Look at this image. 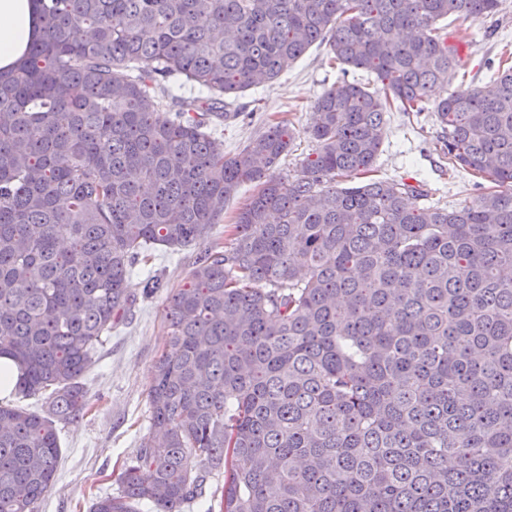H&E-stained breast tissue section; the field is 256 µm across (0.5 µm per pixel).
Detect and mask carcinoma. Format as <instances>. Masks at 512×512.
Segmentation results:
<instances>
[{
    "instance_id": "carcinoma-1",
    "label": "carcinoma",
    "mask_w": 512,
    "mask_h": 512,
    "mask_svg": "<svg viewBox=\"0 0 512 512\" xmlns=\"http://www.w3.org/2000/svg\"><path fill=\"white\" fill-rule=\"evenodd\" d=\"M41 2V40L0 71V356L46 410L0 402V512L51 489L141 257L190 245L150 432L93 512H183L216 476L221 512H512V66L429 98L460 62L439 22L500 0ZM316 43L371 83L316 99L297 173L283 121L224 153L235 102ZM394 105L434 113L497 189L448 209L402 178L340 186L372 172ZM256 191L257 187L252 183H246L241 186L238 194L224 208V221L215 231L213 240L223 243V245H228L230 241L228 232L224 233L225 225L233 222L238 210L249 202V199Z\"/></svg>"
}]
</instances>
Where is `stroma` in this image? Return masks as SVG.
Masks as SVG:
<instances>
[{"label": "stroma", "mask_w": 512, "mask_h": 512, "mask_svg": "<svg viewBox=\"0 0 512 512\" xmlns=\"http://www.w3.org/2000/svg\"><path fill=\"white\" fill-rule=\"evenodd\" d=\"M448 27L469 34L459 68L465 82L489 86L488 62L498 59L512 43V0H501L492 17L466 23L452 19ZM344 76L339 67L330 65L326 47L312 46L278 80L244 93L240 100L243 115L225 123L221 130L225 152H236L264 131L266 117H283L298 133L283 162L285 173L295 174L311 150L305 130L312 121L314 102ZM345 77L363 82L368 75L353 70ZM385 120L386 135L375 177L405 178L422 186L426 204L446 207L471 202L481 191L493 189L490 178L453 167L443 152L441 130L432 113L389 112ZM195 254L192 248L175 252L153 248L146 269L160 280V288L148 295L143 276L130 280L131 315L105 337L82 379L92 410L58 425L62 457L54 485L38 512H90L97 496L117 491L119 469L131 461L148 433L151 367L167 343L163 310L172 292L183 285Z\"/></svg>", "instance_id": "1"}]
</instances>
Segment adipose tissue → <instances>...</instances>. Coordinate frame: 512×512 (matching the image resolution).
Listing matches in <instances>:
<instances>
[{"label": "adipose tissue", "mask_w": 512, "mask_h": 512, "mask_svg": "<svg viewBox=\"0 0 512 512\" xmlns=\"http://www.w3.org/2000/svg\"><path fill=\"white\" fill-rule=\"evenodd\" d=\"M41 35L40 0H0V71L13 69Z\"/></svg>", "instance_id": "ef3b65f1"}]
</instances>
